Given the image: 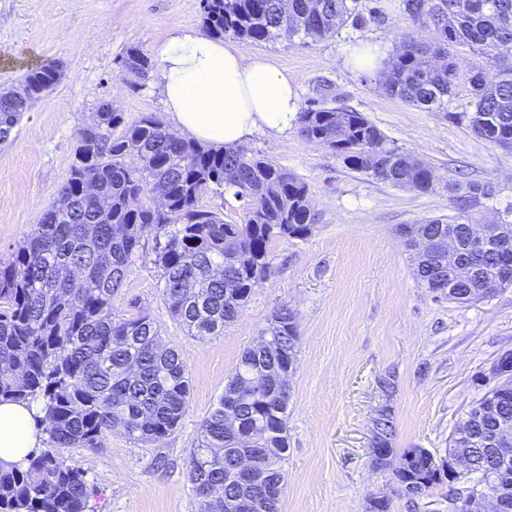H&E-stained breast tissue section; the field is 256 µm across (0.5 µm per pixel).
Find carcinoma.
<instances>
[{"instance_id":"carcinoma-1","label":"carcinoma","mask_w":512,"mask_h":512,"mask_svg":"<svg viewBox=\"0 0 512 512\" xmlns=\"http://www.w3.org/2000/svg\"><path fill=\"white\" fill-rule=\"evenodd\" d=\"M416 35L401 41L379 71L386 95L426 109H448L459 81L469 100L454 114L475 136L512 148V0H398ZM202 20L216 36L273 43L282 36L327 38L376 19L380 9L361 0H204ZM467 47L483 63L462 75L451 50ZM126 69L144 75L151 61L132 52ZM56 65L30 69L25 95L0 93V129L14 127L33 99L60 80ZM299 131L329 147L352 170L420 194L435 190L432 169L386 144L384 134L361 112L318 100L301 109ZM122 128L115 135L116 128ZM228 186L243 201L239 224H226L196 202L209 187ZM63 209H47L11 261H0V397L16 402L40 398L38 429L48 449H34L23 467L0 468V512H86L91 488L84 469L60 455L63 448L104 447L114 432L135 443H155L173 432L187 407L189 376L179 352L162 345L147 313L112 311L134 257L155 241L152 264L170 315L199 340L224 335L270 272V245L304 240L316 227L307 185L266 156L242 148H206L178 138L156 115L125 124L119 112H99L79 134ZM454 214L409 225L408 247L421 236L453 234V255L440 246L415 253L418 286L436 298L468 304L512 285V268L501 261V244H512V200L500 204L486 184L448 179ZM502 224L475 246L469 225ZM468 268L461 280L457 268ZM270 347L243 351L224 392L199 427L189 479L200 512H225L224 495L249 489L225 473L224 458L250 448L256 436L267 449V482L286 484L288 401L279 386L300 338L293 310L274 311ZM476 406H493L512 421V387L488 388ZM233 412L241 438L224 433ZM394 418L386 409L380 437L371 442V464L392 468L397 490L427 495L443 483L448 455L407 448L393 464ZM496 453L481 439L466 442L473 467L454 477L472 493L491 489L512 512V431ZM388 495L367 498L366 512H391Z\"/></svg>"}]
</instances>
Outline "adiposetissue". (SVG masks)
I'll return each instance as SVG.
<instances>
[{
	"label": "adipose tissue",
	"instance_id": "adipose-tissue-1",
	"mask_svg": "<svg viewBox=\"0 0 512 512\" xmlns=\"http://www.w3.org/2000/svg\"><path fill=\"white\" fill-rule=\"evenodd\" d=\"M157 87L174 129L199 143L234 148L256 132L287 130L299 101L287 74L267 60L246 62L229 43L193 29L172 31ZM40 400L0 402V465H20L37 448Z\"/></svg>",
	"mask_w": 512,
	"mask_h": 512
}]
</instances>
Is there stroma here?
<instances>
[{"mask_svg": "<svg viewBox=\"0 0 512 512\" xmlns=\"http://www.w3.org/2000/svg\"><path fill=\"white\" fill-rule=\"evenodd\" d=\"M380 6L378 21L334 37L234 45L246 60L268 58L287 72L300 105L325 97L363 112L390 144L431 166L435 192L398 189L354 172L294 127L246 141L245 149L307 184L317 229L304 240L272 243L270 275L254 287L237 321L206 341L187 336L170 316L152 264L154 243L146 241L112 309L152 315L163 344L187 366L190 397L181 423L160 442L136 444L115 433L98 450L64 449L97 489L91 512H199L188 478L199 426L243 350L283 304L296 314L300 347L280 512H364L369 496L388 494L392 512H448V485L412 500L394 493L391 470L371 466L372 421L390 407L396 450L446 456L450 436L486 389L482 373L512 351V288L468 305L434 299L418 287L398 230L447 214L446 185L459 170L511 198L512 151L453 120L467 100L466 86L447 112L427 111L388 97L376 73L351 65L356 46L397 44L408 28L395 0ZM201 14V0H0V92L22 91L29 69L61 70L58 84L0 142V261L11 259L44 209L59 203L78 134L102 103H112L129 124L150 112L165 117L155 71L135 75L120 61L135 50L158 63L173 29L203 31ZM389 374L397 388L388 397L379 381Z\"/></svg>", "mask_w": 512, "mask_h": 512, "instance_id": "1", "label": "stroma"}]
</instances>
